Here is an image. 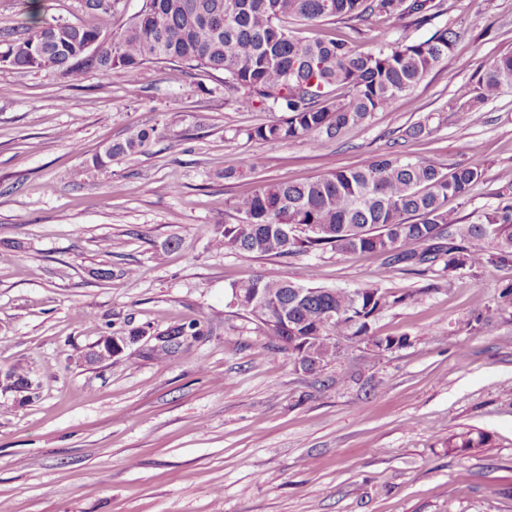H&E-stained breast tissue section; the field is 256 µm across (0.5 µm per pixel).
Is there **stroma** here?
I'll return each mask as SVG.
<instances>
[{"label": "stroma", "instance_id": "35a3bbf8", "mask_svg": "<svg viewBox=\"0 0 512 512\" xmlns=\"http://www.w3.org/2000/svg\"><path fill=\"white\" fill-rule=\"evenodd\" d=\"M461 37L413 92L343 139L248 138L276 112H245L220 75L177 63L88 74L0 64V371L26 367L36 398L0 389V512H512V266L390 270L375 253L290 258L212 249L233 217L221 201L259 182H300L390 150L482 173L463 218L512 182V92L456 114L488 61L512 50V0H443L427 22L369 21L355 43ZM137 84V97L128 87ZM432 116L431 137L405 140ZM155 125L148 153L95 164L112 142ZM264 169L225 180L250 155ZM178 249H169L172 239ZM121 240L106 253L105 245ZM111 263L112 279L91 274ZM286 273L327 288L370 286L410 300L383 309L375 353L349 344L308 373L230 306V283ZM204 318L203 336L159 361V333ZM127 336L93 362L99 329ZM488 443L459 456L449 437Z\"/></svg>", "mask_w": 512, "mask_h": 512}]
</instances>
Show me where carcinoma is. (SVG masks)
I'll return each mask as SVG.
<instances>
[{
    "label": "carcinoma",
    "instance_id": "obj_1",
    "mask_svg": "<svg viewBox=\"0 0 512 512\" xmlns=\"http://www.w3.org/2000/svg\"><path fill=\"white\" fill-rule=\"evenodd\" d=\"M120 0H85L76 24L40 20L37 14L6 33L12 65L34 68L36 48L57 60V72L73 84L90 71H134L147 64L179 63L224 75V92L239 108L284 112L281 121L247 132L263 141L303 140L312 147L337 140L410 94L448 59L461 34L445 25L423 41H396L358 52L341 35L302 36L291 20L315 24L326 18L366 22L372 17L421 24L440 12L437 0H143L139 12L117 35L103 22ZM103 38L96 51L86 44ZM512 91V51L495 57L480 79L474 104L457 114L458 125L475 121L481 105ZM431 116L406 130L412 139L431 136ZM163 137L155 125L133 130L107 146L96 163L145 153ZM258 155L247 157L224 178L256 174ZM482 179L474 167L452 171L427 159L392 151L370 163L336 170L301 183H262L246 195L222 201L237 214L213 239L215 247L243 256L288 257L330 248L338 253L376 252L388 265L421 266L443 257L452 274L483 263H512V183L501 188L502 202L462 222L448 198L466 199ZM316 225L322 233L313 234ZM410 294L372 287H312L286 274L258 276L231 285V303L251 315L275 343V352L295 356L315 372L335 360L336 339L360 336L384 350L406 346V336H377L375 316ZM203 335L200 320L176 324L164 333L160 355L177 353ZM488 442L478 432L448 439V450L464 456Z\"/></svg>",
    "mask_w": 512,
    "mask_h": 512
}]
</instances>
